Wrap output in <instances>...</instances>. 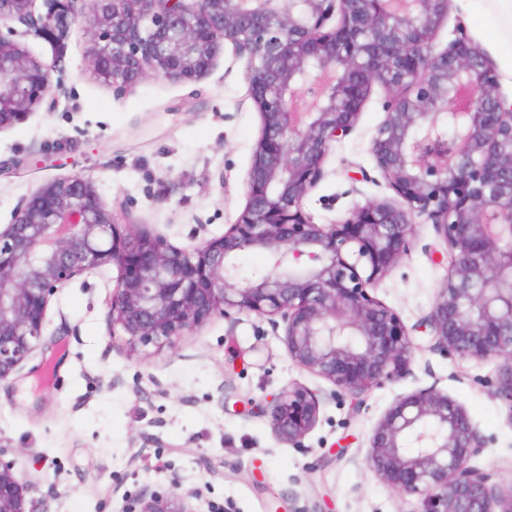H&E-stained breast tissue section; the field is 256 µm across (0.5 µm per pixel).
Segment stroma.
I'll return each mask as SVG.
<instances>
[{
  "label": "stroma",
  "instance_id": "1",
  "mask_svg": "<svg viewBox=\"0 0 512 512\" xmlns=\"http://www.w3.org/2000/svg\"><path fill=\"white\" fill-rule=\"evenodd\" d=\"M74 8L82 21L64 56L47 41L21 39L67 93L53 111L36 107L0 129V225L37 186L78 174L106 208L125 205L130 222L173 245L222 235L245 205L260 129L232 42L219 40L200 79L148 76L119 95L91 66L94 0ZM459 23L495 62L512 54V18L499 0H452L435 50ZM387 96L373 86L354 132L329 153L325 178L304 200L315 223L392 198L385 184L347 176L374 171L369 143ZM417 231V247L374 290L409 327L428 313L446 275L428 254L444 242L431 225ZM117 277L109 265L64 286L49 303L39 347L0 384V450L30 488L27 512H122L117 486L174 491L194 512H418V499L390 489L365 456L397 398L434 384L485 440L472 465L512 478V413L490 387L496 362L441 356L417 333L412 376L373 389L358 406L349 395L331 397V384L298 368L282 332L253 314L213 317L171 348L131 350L109 318ZM296 384L322 393L319 421L300 448L275 435L269 414L251 409Z\"/></svg>",
  "mask_w": 512,
  "mask_h": 512
}]
</instances>
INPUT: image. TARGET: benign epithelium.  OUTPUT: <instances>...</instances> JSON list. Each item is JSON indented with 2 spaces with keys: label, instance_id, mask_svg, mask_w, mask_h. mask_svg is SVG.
<instances>
[{
  "label": "benign epithelium",
  "instance_id": "benign-epithelium-1",
  "mask_svg": "<svg viewBox=\"0 0 512 512\" xmlns=\"http://www.w3.org/2000/svg\"><path fill=\"white\" fill-rule=\"evenodd\" d=\"M96 2L94 70L117 92L151 75L196 80L213 67L217 40L233 43L261 120L245 206L223 235L179 247L119 223L79 174L37 186L0 227V382L36 349L57 291L115 265L111 321L131 347H169L214 316L254 314L283 328L296 366L360 404L413 374L410 334L372 290L430 224L448 272L414 330L447 356L498 361L492 395L512 419V102L462 24L434 50L452 0ZM31 5L0 0V21L64 51L80 21L74 0H43L38 14ZM17 34L0 33V129L63 92ZM375 84L389 97L370 153L396 198L317 224L303 201ZM247 250L267 253L271 268L240 277ZM319 413L305 387L270 402L274 433L294 448ZM483 447L464 408L432 386L397 399L372 431L367 461L387 486L418 497L419 512H512V480L470 464ZM25 494L0 459V512H26ZM174 498L144 488L126 512H193Z\"/></svg>",
  "mask_w": 512,
  "mask_h": 512
}]
</instances>
